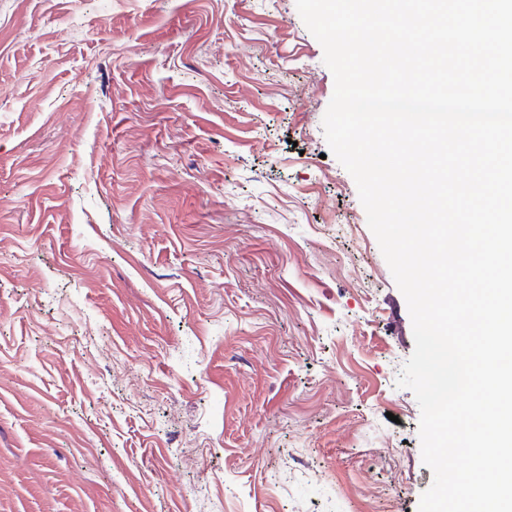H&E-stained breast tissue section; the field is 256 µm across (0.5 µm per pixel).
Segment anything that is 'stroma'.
Instances as JSON below:
<instances>
[{
  "mask_svg": "<svg viewBox=\"0 0 512 512\" xmlns=\"http://www.w3.org/2000/svg\"><path fill=\"white\" fill-rule=\"evenodd\" d=\"M323 56L296 0H0V512H418Z\"/></svg>",
  "mask_w": 512,
  "mask_h": 512,
  "instance_id": "35a3bbf8",
  "label": "stroma"
}]
</instances>
